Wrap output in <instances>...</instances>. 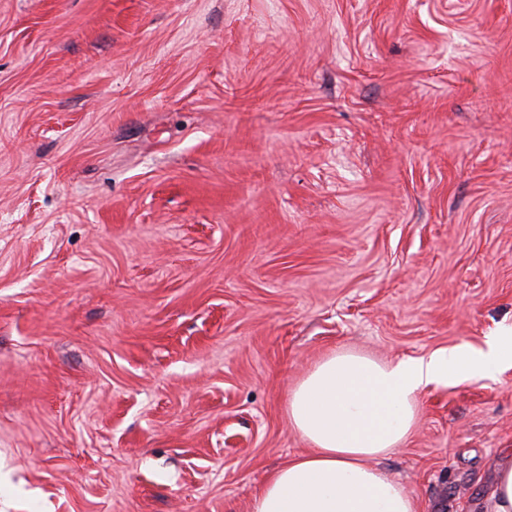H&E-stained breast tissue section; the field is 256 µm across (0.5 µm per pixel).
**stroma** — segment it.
Listing matches in <instances>:
<instances>
[{
  "label": "stroma",
  "instance_id": "35a3bbf8",
  "mask_svg": "<svg viewBox=\"0 0 512 512\" xmlns=\"http://www.w3.org/2000/svg\"><path fill=\"white\" fill-rule=\"evenodd\" d=\"M512 327V0H0V512H252L326 355ZM380 466L484 512L512 367Z\"/></svg>",
  "mask_w": 512,
  "mask_h": 512
}]
</instances>
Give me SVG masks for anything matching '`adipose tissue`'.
<instances>
[{"label": "adipose tissue", "instance_id": "adipose-tissue-1", "mask_svg": "<svg viewBox=\"0 0 512 512\" xmlns=\"http://www.w3.org/2000/svg\"><path fill=\"white\" fill-rule=\"evenodd\" d=\"M512 367V330L481 348L381 362L343 350L321 359L290 391L287 416L309 446L265 481L252 512H420L380 467L419 421L420 392Z\"/></svg>", "mask_w": 512, "mask_h": 512}]
</instances>
